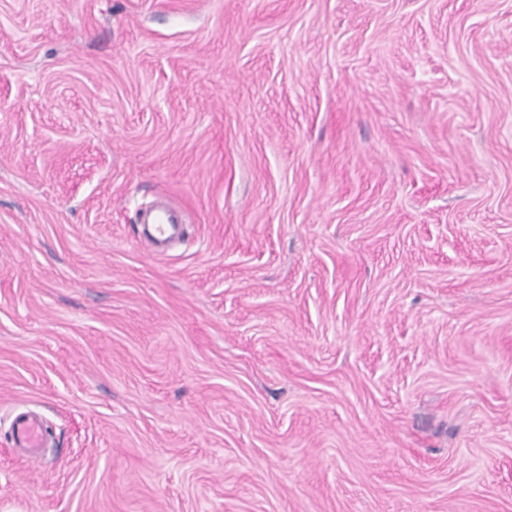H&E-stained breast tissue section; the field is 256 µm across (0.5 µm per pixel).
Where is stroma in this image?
<instances>
[{
	"mask_svg": "<svg viewBox=\"0 0 512 512\" xmlns=\"http://www.w3.org/2000/svg\"><path fill=\"white\" fill-rule=\"evenodd\" d=\"M0 512H512V0H0ZM141 222L149 237L153 239L157 248L184 232L181 222L173 210L151 211L141 217ZM13 439L20 448H28L29 455L38 456L40 448L45 444V431L38 419L26 414L14 417L12 422Z\"/></svg>",
	"mask_w": 512,
	"mask_h": 512,
	"instance_id": "obj_1",
	"label": "stroma"
}]
</instances>
